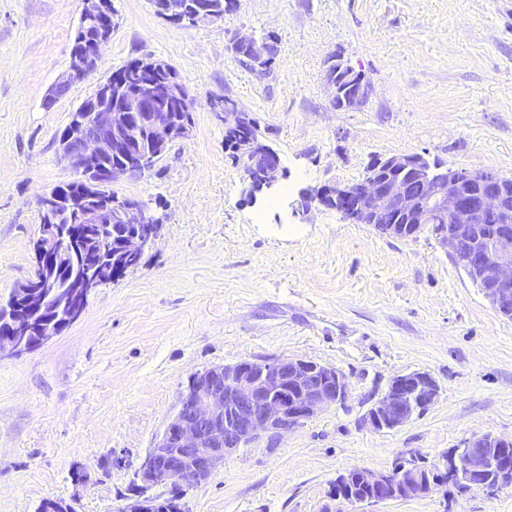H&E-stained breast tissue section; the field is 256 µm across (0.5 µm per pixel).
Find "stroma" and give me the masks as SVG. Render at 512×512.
Instances as JSON below:
<instances>
[{"label": "stroma", "instance_id": "stroma-1", "mask_svg": "<svg viewBox=\"0 0 512 512\" xmlns=\"http://www.w3.org/2000/svg\"><path fill=\"white\" fill-rule=\"evenodd\" d=\"M97 72L52 106L81 0H0V304L33 268L37 200L72 181L56 139L69 113L128 60L173 65L195 100L191 137L116 183L162 218L137 267L100 285L40 348L0 360V512H120L136 470L190 378L243 360L302 358L341 370L351 396L225 460L185 490V512H512V485L438 487L372 506L330 497L340 472L436 460L471 435L512 438V320L499 316L430 233L351 224L318 192L362 179L371 158L422 154L512 178V0H236L184 27L151 0H112ZM278 38L271 73L228 50L234 33ZM372 86L333 107L332 57ZM258 122L286 172L249 193L224 141V101ZM440 397L391 432L360 419L402 372Z\"/></svg>", "mask_w": 512, "mask_h": 512}]
</instances>
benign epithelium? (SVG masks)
<instances>
[{
    "mask_svg": "<svg viewBox=\"0 0 512 512\" xmlns=\"http://www.w3.org/2000/svg\"><path fill=\"white\" fill-rule=\"evenodd\" d=\"M189 18L195 26L211 20L206 11H189L185 5L174 19ZM82 23L93 34L72 50L67 70L51 87L46 103L65 96L73 86L93 75L102 49L110 41L114 21L109 0H82ZM170 73L164 83L168 100L183 108L181 124L162 108L154 85L133 76H117L106 94L133 89L130 110L118 124L112 112L98 106L92 97L81 104L83 115H73L60 136L59 160L87 183L101 180L112 185L124 177L152 168L155 150H165L186 139L193 127L195 99L185 81L174 75L164 60L139 61L134 73ZM348 98H343L338 75L327 78L332 102L344 100L346 108L366 104L372 87L364 76ZM225 123L240 132L238 160L247 172L249 185L273 188L284 175L279 154L270 146L243 134L249 120L233 106L225 111ZM125 154L124 163L103 170L99 158ZM322 200L352 224H370L383 235L408 237L429 228L448 253L472 274L483 297L500 316L512 319V187L494 172H471L444 168L419 154L373 159L363 178L338 186ZM126 233L117 254L140 256L151 249L158 236L161 218L144 202L123 196L116 205ZM112 223V210L84 205L81 224ZM70 225L52 220L40 224L33 242L35 268L58 265L75 243ZM112 273V267L94 268L75 288L66 303L67 314L60 323L42 327L41 336H29L33 310H58L56 289L33 275L10 295L13 309L9 333L0 338V358L19 356L59 335L60 326L72 324L82 315L78 300L85 298ZM440 387L425 372L393 376L385 391L362 415V425L378 432L392 431L411 422L433 405ZM349 384L335 367L301 358L244 360L207 368L191 379L178 408L156 439L136 472L142 491L168 483L199 487L224 465V459L265 441L278 444L289 431L323 411L346 401ZM461 490L494 491L512 484V438L474 434L461 446L431 465L410 461L392 471L351 468L336 477L330 495L351 504L374 505L393 500L398 485L423 497L445 482Z\"/></svg>",
    "mask_w": 512,
    "mask_h": 512,
    "instance_id": "7a95c632",
    "label": "benign epithelium"
}]
</instances>
